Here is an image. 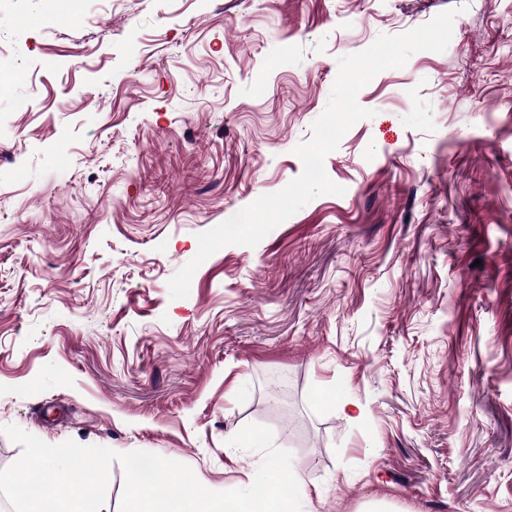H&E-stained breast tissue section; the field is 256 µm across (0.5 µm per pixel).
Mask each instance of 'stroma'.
<instances>
[{"instance_id":"stroma-1","label":"stroma","mask_w":512,"mask_h":512,"mask_svg":"<svg viewBox=\"0 0 512 512\" xmlns=\"http://www.w3.org/2000/svg\"><path fill=\"white\" fill-rule=\"evenodd\" d=\"M453 8L360 90L345 194L171 299L198 233L301 174L338 58ZM250 423L302 512H512V0H0V429L222 491Z\"/></svg>"}]
</instances>
